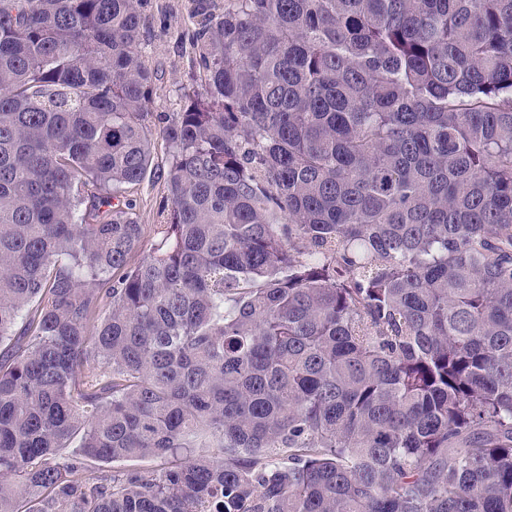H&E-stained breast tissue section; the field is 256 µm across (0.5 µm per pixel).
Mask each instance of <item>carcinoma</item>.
I'll return each instance as SVG.
<instances>
[{
    "label": "carcinoma",
    "mask_w": 512,
    "mask_h": 512,
    "mask_svg": "<svg viewBox=\"0 0 512 512\" xmlns=\"http://www.w3.org/2000/svg\"><path fill=\"white\" fill-rule=\"evenodd\" d=\"M199 7L138 259L142 0H0V512H512V0ZM169 148L166 142L155 132L152 141L153 161L146 177L137 185L124 187L118 198L113 200L117 203L130 200L134 206L135 217L140 224H163L167 211H164V204L167 202V188L165 176L168 169Z\"/></svg>",
    "instance_id": "obj_1"
}]
</instances>
